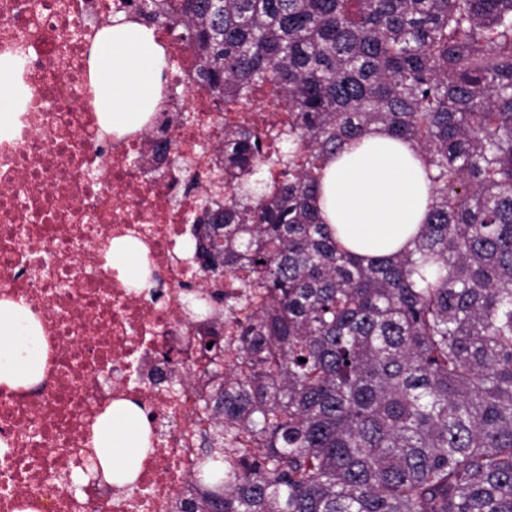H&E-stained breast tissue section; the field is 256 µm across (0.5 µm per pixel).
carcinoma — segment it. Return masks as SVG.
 I'll list each match as a JSON object with an SVG mask.
<instances>
[{"label": "carcinoma", "instance_id": "1", "mask_svg": "<svg viewBox=\"0 0 512 512\" xmlns=\"http://www.w3.org/2000/svg\"><path fill=\"white\" fill-rule=\"evenodd\" d=\"M133 20L177 26L198 87L292 115L225 131L231 194H201L205 279L250 273L211 290L210 335L253 304L207 349L201 512H512V0H135ZM373 126L432 194L412 249L366 259L313 198Z\"/></svg>", "mask_w": 512, "mask_h": 512}]
</instances>
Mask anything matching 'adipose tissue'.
Returning a JSON list of instances; mask_svg holds the SVG:
<instances>
[{
  "label": "adipose tissue",
  "instance_id": "adipose-tissue-1",
  "mask_svg": "<svg viewBox=\"0 0 512 512\" xmlns=\"http://www.w3.org/2000/svg\"><path fill=\"white\" fill-rule=\"evenodd\" d=\"M89 65L101 135L139 130L160 99L165 65L152 29L131 21L104 25ZM430 192L415 146L376 128L326 161L314 201L340 245L376 258L402 252L420 232ZM46 349L24 301L0 299V386L20 391L40 382ZM91 446L105 482L132 486L149 447L138 405L114 402L98 417Z\"/></svg>",
  "mask_w": 512,
  "mask_h": 512
}]
</instances>
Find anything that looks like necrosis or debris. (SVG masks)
I'll list each match as a JSON object with an SVG mask.
<instances>
[{
    "instance_id": "1",
    "label": "necrosis or debris",
    "mask_w": 512,
    "mask_h": 512,
    "mask_svg": "<svg viewBox=\"0 0 512 512\" xmlns=\"http://www.w3.org/2000/svg\"><path fill=\"white\" fill-rule=\"evenodd\" d=\"M119 2L0 0V55H17L29 91L22 127L0 142V299L24 300L48 342L38 385L0 387V512H174L193 469L204 319L184 287L208 283L195 259L200 193L186 169L224 178L225 129L266 115L195 92L193 50L160 26L175 56L171 91L139 132L102 139L89 50ZM175 112L193 119L171 121ZM161 140L186 168L163 159ZM124 237L145 251L132 284L105 265L110 242ZM157 283L166 296H155ZM119 400L150 419L134 487L73 496L67 486L89 460L93 425Z\"/></svg>"
}]
</instances>
